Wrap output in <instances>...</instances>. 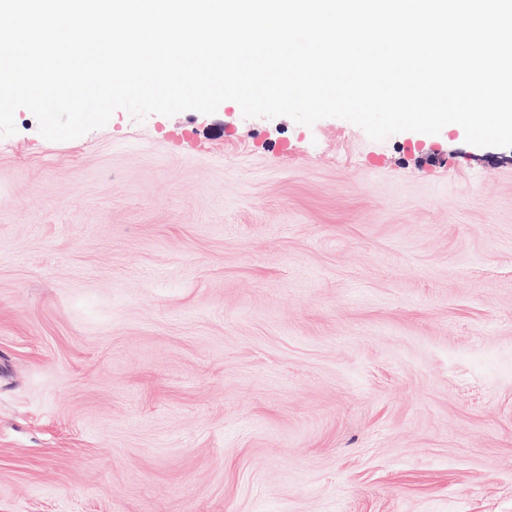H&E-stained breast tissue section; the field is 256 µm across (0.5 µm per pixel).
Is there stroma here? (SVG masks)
Listing matches in <instances>:
<instances>
[{
	"mask_svg": "<svg viewBox=\"0 0 512 512\" xmlns=\"http://www.w3.org/2000/svg\"><path fill=\"white\" fill-rule=\"evenodd\" d=\"M15 123L0 512H512V148Z\"/></svg>",
	"mask_w": 512,
	"mask_h": 512,
	"instance_id": "1",
	"label": "stroma"
}]
</instances>
